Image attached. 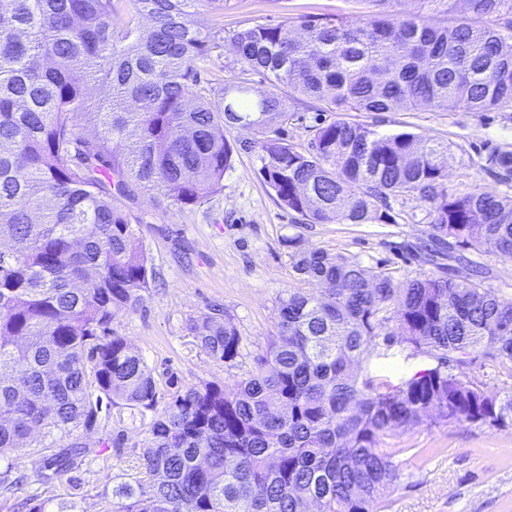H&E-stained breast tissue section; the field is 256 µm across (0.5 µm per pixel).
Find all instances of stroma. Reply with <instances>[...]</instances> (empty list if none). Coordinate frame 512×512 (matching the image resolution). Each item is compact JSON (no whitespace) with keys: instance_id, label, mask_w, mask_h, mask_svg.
<instances>
[{"instance_id":"35a3bbf8","label":"stroma","mask_w":512,"mask_h":512,"mask_svg":"<svg viewBox=\"0 0 512 512\" xmlns=\"http://www.w3.org/2000/svg\"><path fill=\"white\" fill-rule=\"evenodd\" d=\"M362 0H200L195 15L206 29H222L201 64L208 94L225 84L245 82L252 96L271 91L263 77L234 63V32L310 15H365ZM313 99L291 94L283 124L288 141L308 148L317 116ZM347 120L368 125L381 135L409 132L428 142L447 144L443 159L444 189L451 194L484 191L512 196V184L500 183L483 168L488 149L512 150V107L470 112L460 107L397 112H350ZM234 147L224 187L188 206L157 204L135 190L127 209L137 223L153 271L141 307L112 320L153 370L160 401L172 387L214 381L234 387L251 369L275 332L278 299L301 287L294 271L288 238L332 255L358 260L375 273L402 283L435 274L416 245L431 233L430 207L414 196L391 198V224H307L283 208L263 181L253 148L260 133L251 127L224 130ZM221 310L244 338L242 367L225 369L193 337L192 319ZM74 439L90 453L78 467L55 479L40 481L37 456L26 451L0 461V473L22 477L16 489H0V512H19L22 499L35 496L75 504L76 512H112V488L139 474V456L147 427L128 411L101 413L94 427L77 428ZM398 443L401 478L390 493L387 512H512V428L422 423L403 431Z\"/></svg>"}]
</instances>
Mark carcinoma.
Returning a JSON list of instances; mask_svg holds the SVG:
<instances>
[{
    "label": "carcinoma",
    "mask_w": 512,
    "mask_h": 512,
    "mask_svg": "<svg viewBox=\"0 0 512 512\" xmlns=\"http://www.w3.org/2000/svg\"><path fill=\"white\" fill-rule=\"evenodd\" d=\"M450 1L460 10L446 26L393 10L397 0H364V18L300 17V39L287 22L231 43L243 70L330 112L512 107V0H422L436 13ZM129 2L0 0V459L36 446L48 483L90 452L53 448L92 428L102 402L155 412L151 369L112 332L152 278L124 200L133 185L169 205L207 198L231 167L224 128L235 125L261 130L259 173L310 224H392L388 199L419 197L432 215L425 251L448 258V276L397 284L288 239L310 288L279 298L275 336L233 391L206 382L170 393L140 456L148 480L113 487L112 512H378L409 452L393 443L401 431L426 418L512 426V394L463 372L478 360L512 372V303L465 255L512 256V197L447 193L448 146L409 132L337 119L298 149L273 128L288 97L253 100L240 83L199 92L213 41L195 20L201 0ZM485 169L509 182L512 151L491 150ZM391 321L384 351L437 360L396 385L363 369ZM191 331L239 367L231 321L206 315Z\"/></svg>",
    "instance_id": "carcinoma-1"
}]
</instances>
